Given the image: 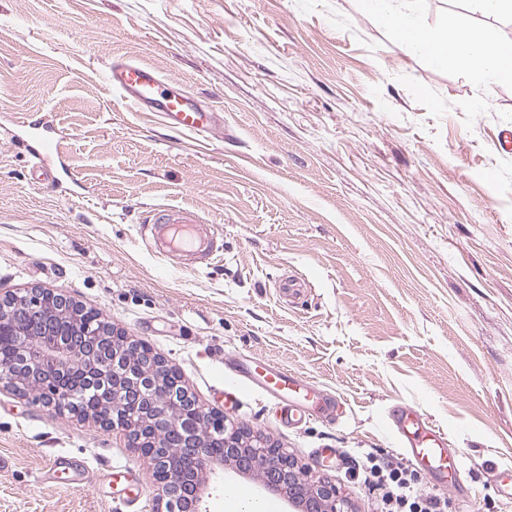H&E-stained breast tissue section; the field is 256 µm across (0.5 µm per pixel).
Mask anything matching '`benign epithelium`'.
I'll use <instances>...</instances> for the list:
<instances>
[{"mask_svg":"<svg viewBox=\"0 0 512 512\" xmlns=\"http://www.w3.org/2000/svg\"><path fill=\"white\" fill-rule=\"evenodd\" d=\"M76 303L47 288L0 293V334L20 337L19 368L40 389L51 383V401L63 407L71 395L72 364L83 359L98 374L89 397L93 418L123 433L153 464L152 478L166 499V512H202L203 474L215 460L242 474L261 472L264 485L285 491L301 512H349L336 485L315 480L276 445L227 427L224 416L198 404L183 376L150 345L107 321L85 319L60 327L56 318L73 315Z\"/></svg>","mask_w":512,"mask_h":512,"instance_id":"1","label":"benign epithelium"}]
</instances>
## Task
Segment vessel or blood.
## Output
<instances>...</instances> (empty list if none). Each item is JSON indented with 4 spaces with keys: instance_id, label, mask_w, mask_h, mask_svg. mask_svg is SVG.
I'll list each match as a JSON object with an SVG mask.
<instances>
[{
    "instance_id": "vessel-or-blood-1",
    "label": "vessel or blood",
    "mask_w": 512,
    "mask_h": 512,
    "mask_svg": "<svg viewBox=\"0 0 512 512\" xmlns=\"http://www.w3.org/2000/svg\"><path fill=\"white\" fill-rule=\"evenodd\" d=\"M106 79L126 103L137 111L156 113L174 132L197 136L224 127L223 116L206 109L188 87H171L151 67L117 60L109 67ZM143 227L150 233L149 248L167 261L182 264L191 258L208 266L222 252L218 245L222 230L191 207L157 208L145 217ZM233 380L238 391L258 392L276 401L282 421L291 427L311 417L336 418L342 407L340 400L303 373L260 358H251L248 364L235 369ZM388 418L409 462L448 490H456L463 471L445 433L405 404L395 405Z\"/></svg>"
}]
</instances>
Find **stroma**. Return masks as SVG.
Wrapping results in <instances>:
<instances>
[{"label": "stroma", "mask_w": 512, "mask_h": 512, "mask_svg": "<svg viewBox=\"0 0 512 512\" xmlns=\"http://www.w3.org/2000/svg\"><path fill=\"white\" fill-rule=\"evenodd\" d=\"M156 69L224 115L198 142L136 111L113 61ZM512 86L440 68L358 0H0V289L40 286L149 342L228 423L271 439L370 512L365 452L403 457L401 403L468 467L452 512H512ZM58 148L57 181L29 158ZM190 205L221 260L172 269L140 226ZM300 279V297L278 289ZM258 356L344 403L281 421L258 393L226 402L224 362ZM333 456H324V449ZM57 454L89 472L44 483ZM0 512H156L126 438L0 383ZM115 463L135 483H113Z\"/></svg>", "instance_id": "1"}]
</instances>
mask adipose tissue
I'll return each mask as SVG.
<instances>
[{"label":"adipose tissue","mask_w":512,"mask_h":512,"mask_svg":"<svg viewBox=\"0 0 512 512\" xmlns=\"http://www.w3.org/2000/svg\"><path fill=\"white\" fill-rule=\"evenodd\" d=\"M471 11L454 15L448 27L424 20L423 0H361L363 11L439 67L466 69L481 81L512 86V52L504 40L476 26L473 12L512 18V0H470Z\"/></svg>","instance_id":"obj_1"}]
</instances>
